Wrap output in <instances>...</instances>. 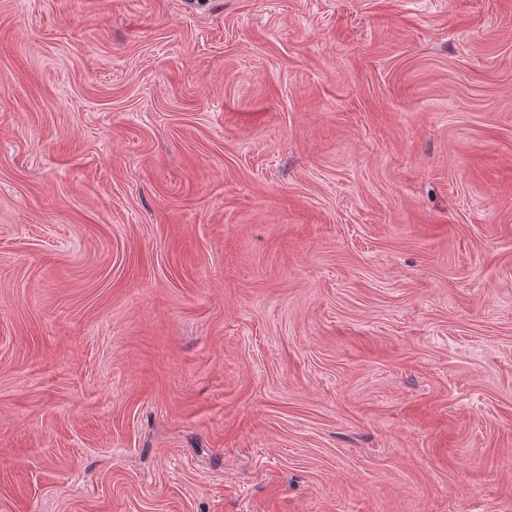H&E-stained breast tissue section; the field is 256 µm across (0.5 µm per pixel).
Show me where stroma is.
Instances as JSON below:
<instances>
[{"instance_id":"obj_1","label":"stroma","mask_w":512,"mask_h":512,"mask_svg":"<svg viewBox=\"0 0 512 512\" xmlns=\"http://www.w3.org/2000/svg\"><path fill=\"white\" fill-rule=\"evenodd\" d=\"M0 512H512V0H0Z\"/></svg>"}]
</instances>
